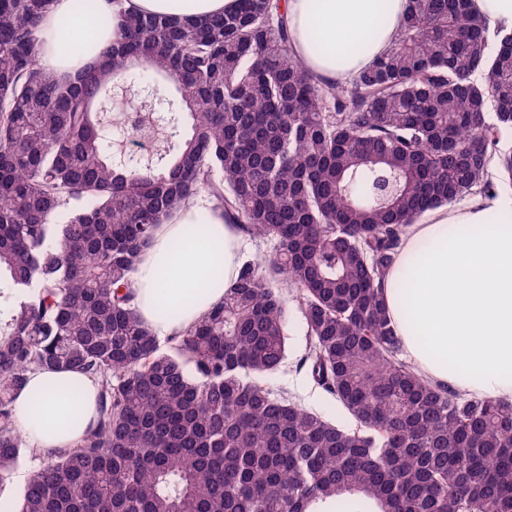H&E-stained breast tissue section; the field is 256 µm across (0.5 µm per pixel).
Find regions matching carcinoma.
<instances>
[{
    "label": "carcinoma",
    "instance_id": "1",
    "mask_svg": "<svg viewBox=\"0 0 512 512\" xmlns=\"http://www.w3.org/2000/svg\"><path fill=\"white\" fill-rule=\"evenodd\" d=\"M52 2L0 0V494L38 458L13 408L29 370L87 374L97 418L38 458L13 512H512V402L420 377L382 297L407 225L512 188V33L469 0H412L390 52L334 87L291 58L270 0L191 21L75 0L117 38L58 79L38 63ZM129 104L155 140L135 163ZM196 197L275 255L163 348L130 285ZM287 292L300 368L353 427L265 383Z\"/></svg>",
    "mask_w": 512,
    "mask_h": 512
}]
</instances>
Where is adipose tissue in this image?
Segmentation results:
<instances>
[{
  "label": "adipose tissue",
  "mask_w": 512,
  "mask_h": 512,
  "mask_svg": "<svg viewBox=\"0 0 512 512\" xmlns=\"http://www.w3.org/2000/svg\"><path fill=\"white\" fill-rule=\"evenodd\" d=\"M56 0L41 19L39 63L65 77L102 61L115 29ZM237 0H126L133 13L182 21L235 9ZM291 55L325 82L349 84L397 40L410 0H281ZM247 246L204 197L162 224L134 280L135 305L157 338L198 323L238 280ZM383 298L408 361L427 379L512 402V197L475 193L411 225L387 271ZM42 457L76 447L97 412L92 378L72 369L28 372L14 402Z\"/></svg>",
  "instance_id": "adipose-tissue-1"
}]
</instances>
